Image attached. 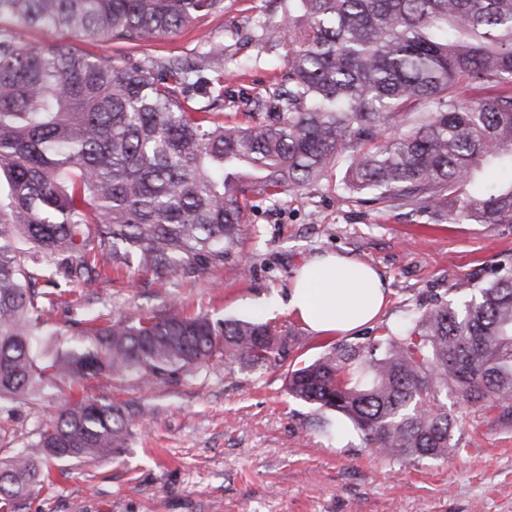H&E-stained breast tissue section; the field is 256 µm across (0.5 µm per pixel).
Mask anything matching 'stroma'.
Segmentation results:
<instances>
[{"label": "stroma", "instance_id": "35a3bbf8", "mask_svg": "<svg viewBox=\"0 0 512 512\" xmlns=\"http://www.w3.org/2000/svg\"><path fill=\"white\" fill-rule=\"evenodd\" d=\"M279 0H224L200 17L194 31L134 48L118 41H77L51 28H19L21 43L73 45L124 64L143 57L194 56L199 34L223 42L228 64L224 92L238 102L282 86L285 45L254 41L258 24L280 19ZM337 167L318 183L271 202L253 198L247 240L223 269L178 286L119 265L75 311L52 315L48 329L73 334L75 321L98 312L129 317L163 309L256 318L291 330L288 349L255 369L239 360L175 371L152 385L131 379L113 389L90 378L47 390L35 409L18 407L0 450L24 447L27 436L64 405L84 399L139 401L152 413L133 426L115 458L73 468L30 498L23 512H512V427L483 421L473 407L454 434L459 451L444 459L405 464L378 455L357 431L322 433L315 406L285 389L288 369L331 347L363 342L382 325L403 322L409 308L439 299H467L464 283L491 278L512 262V224L449 219L444 207L387 209L359 202ZM336 253L373 266L385 279L388 303L377 322L342 336H320L289 314L287 297L297 270L312 256Z\"/></svg>", "mask_w": 512, "mask_h": 512}]
</instances>
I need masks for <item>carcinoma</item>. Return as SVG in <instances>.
<instances>
[{
    "mask_svg": "<svg viewBox=\"0 0 512 512\" xmlns=\"http://www.w3.org/2000/svg\"><path fill=\"white\" fill-rule=\"evenodd\" d=\"M223 0H0V19L78 37L150 44ZM260 43L287 46L291 88L224 125V43L193 58L106 65L76 46L22 47L0 27V414L45 387L88 377L153 383L211 360L268 364L291 333L251 318L187 315L172 303L87 319L59 343L43 324L73 289L135 256L160 285L224 268L243 244L247 200L300 192L339 164L350 192L385 208L448 206L475 224H512V181L460 186L512 168V0H283ZM55 289L42 291L39 283ZM68 288H60V284ZM364 345L287 372L288 394L350 422L378 454L448 456L464 416L512 425V263L460 307L409 310ZM143 405L63 408L0 456V512H19L65 467L118 456Z\"/></svg>",
    "mask_w": 512,
    "mask_h": 512,
    "instance_id": "cac0c4a2",
    "label": "carcinoma"
}]
</instances>
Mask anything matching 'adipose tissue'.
Masks as SVG:
<instances>
[{
	"label": "adipose tissue",
	"mask_w": 512,
	"mask_h": 512,
	"mask_svg": "<svg viewBox=\"0 0 512 512\" xmlns=\"http://www.w3.org/2000/svg\"><path fill=\"white\" fill-rule=\"evenodd\" d=\"M387 302L388 290L376 270L328 254L304 264L287 308L312 332L343 336L374 321Z\"/></svg>",
	"instance_id": "ef3b65f1"
}]
</instances>
